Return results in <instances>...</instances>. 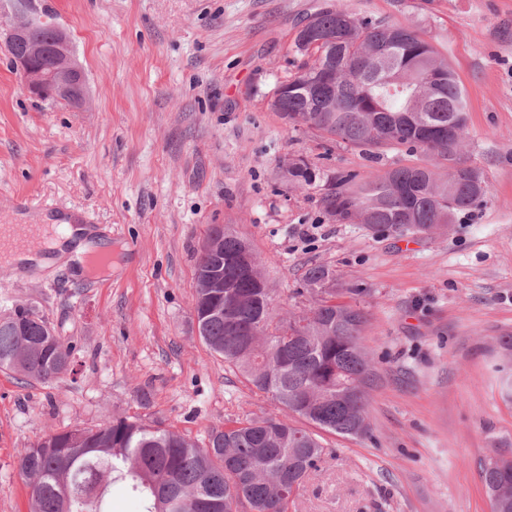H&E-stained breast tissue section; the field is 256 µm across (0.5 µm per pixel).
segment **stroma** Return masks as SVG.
I'll list each match as a JSON object with an SVG mask.
<instances>
[{
  "instance_id": "obj_1",
  "label": "stroma",
  "mask_w": 512,
  "mask_h": 512,
  "mask_svg": "<svg viewBox=\"0 0 512 512\" xmlns=\"http://www.w3.org/2000/svg\"><path fill=\"white\" fill-rule=\"evenodd\" d=\"M70 35L88 84L75 108L28 95L0 40V224L67 211L114 245L109 280L62 259L0 264V308L31 304L71 346L50 383L0 370V512H28L16 456L40 438L141 418L206 443L225 418L281 413L201 341L193 312L200 244L236 225L279 309L323 265L360 289L375 367L364 438L327 450L288 512H489L480 465L512 446V403L493 370L512 334V0H34ZM412 25L467 95L464 153L486 202L430 233L375 232L325 214L282 166L365 179L411 156L371 159L270 107L306 56L316 10Z\"/></svg>"
}]
</instances>
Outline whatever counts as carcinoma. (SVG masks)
<instances>
[{
  "mask_svg": "<svg viewBox=\"0 0 512 512\" xmlns=\"http://www.w3.org/2000/svg\"><path fill=\"white\" fill-rule=\"evenodd\" d=\"M336 36V51L295 40L311 62L282 83L274 110L336 142L376 157L420 153L428 164L393 168L360 180L351 172L319 176L298 157L288 183L319 190L336 223L374 230L433 231L484 201L489 187L463 156L467 100L453 69L410 26L359 18L346 8L313 15ZM242 244L224 235V294L196 289L194 309L221 308L199 328L202 341L253 388L315 430L277 414L224 420L199 445L139 418L116 417L97 428L48 435L19 452L17 466L32 488L30 512H110L112 485L140 503V512H287L325 453L321 433H369L372 357L362 343L366 312L358 288H335L324 265L308 269L297 295L311 300L312 321L273 313L270 281L257 260L238 262ZM0 311V369L49 383L72 349L50 336L48 320L27 304ZM497 372L512 401V334L500 337ZM493 512H512V448H497L481 470Z\"/></svg>",
  "mask_w": 512,
  "mask_h": 512,
  "instance_id": "obj_1",
  "label": "carcinoma"
}]
</instances>
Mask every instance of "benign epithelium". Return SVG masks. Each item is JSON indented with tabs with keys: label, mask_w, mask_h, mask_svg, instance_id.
Here are the masks:
<instances>
[{
	"label": "benign epithelium",
	"mask_w": 512,
	"mask_h": 512,
	"mask_svg": "<svg viewBox=\"0 0 512 512\" xmlns=\"http://www.w3.org/2000/svg\"><path fill=\"white\" fill-rule=\"evenodd\" d=\"M41 26L51 29V39L47 43L32 37L33 30ZM0 31L8 44L21 46V51L12 55V64L29 94L39 99L53 97L73 106L86 102L85 72L75 59L71 41L56 23L39 14H27L18 22L6 18L0 20ZM49 52L54 57V65L47 69L41 60ZM232 232L233 226L221 225L217 234L206 237L201 243L200 252L212 265L202 271L196 287L212 290L224 287L222 243L224 235Z\"/></svg>",
	"instance_id": "7a95c632"
}]
</instances>
